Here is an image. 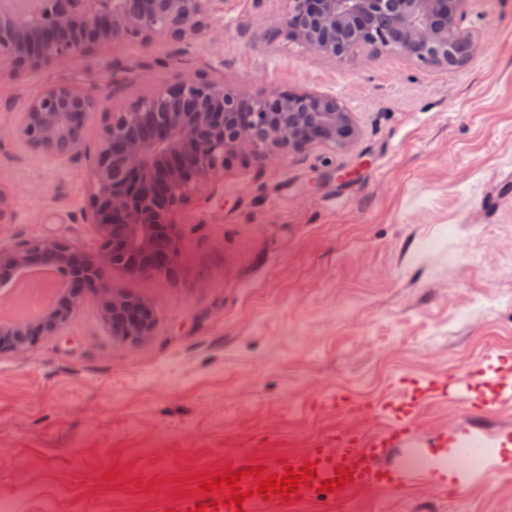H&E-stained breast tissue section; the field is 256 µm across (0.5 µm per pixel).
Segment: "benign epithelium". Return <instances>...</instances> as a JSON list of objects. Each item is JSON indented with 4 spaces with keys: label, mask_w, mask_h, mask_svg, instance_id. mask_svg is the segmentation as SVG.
<instances>
[{
    "label": "benign epithelium",
    "mask_w": 512,
    "mask_h": 512,
    "mask_svg": "<svg viewBox=\"0 0 512 512\" xmlns=\"http://www.w3.org/2000/svg\"><path fill=\"white\" fill-rule=\"evenodd\" d=\"M465 0H286L288 40L309 54L341 56L350 48L379 44L408 59L464 66L476 46L460 26ZM224 0H0V67L21 78L54 61L94 46L156 36L179 37L204 28ZM103 99L68 82L46 88L22 113L19 139L55 160L84 147V132ZM99 147L89 170L90 208L99 250L87 254L54 239L0 244V267L17 271L32 264L65 270L77 281L64 284V310L53 308L15 325H0V351L24 353L33 336L59 331L94 294L105 319L116 324L125 310L153 306L117 295L112 270L129 275L170 268L183 258L171 229L179 208L224 167L227 155L245 147L256 156L288 155L313 146L343 149L357 137L352 113L336 97L319 93L270 98L228 90L224 83L184 79L155 90L121 112H103ZM170 242V249L157 242ZM155 320L126 323L119 334L150 335Z\"/></svg>",
    "instance_id": "1"
}]
</instances>
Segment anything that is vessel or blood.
Wrapping results in <instances>:
<instances>
[{
	"mask_svg": "<svg viewBox=\"0 0 512 512\" xmlns=\"http://www.w3.org/2000/svg\"><path fill=\"white\" fill-rule=\"evenodd\" d=\"M408 388L410 393L407 397L383 403L382 409L390 423L379 437L371 441H363L357 430L346 426L303 451L286 454L284 459L257 456L251 459L250 464L267 467L269 473L282 475L287 467L300 469L305 463H313L315 476L310 487L300 488L291 495L290 500L295 505L311 503L322 482L335 478L336 469L340 466L352 472L350 482L344 486L345 491L397 490L407 485L409 479L391 471L384 459L395 447L413 442L418 403L435 396H449L467 404L473 415L478 416L512 399V385L492 376L491 368L486 364L457 375L449 383L413 381ZM254 481V476L248 475L241 482L242 490L250 494L241 512H272L276 505L282 504V496L274 494L264 498L255 494ZM222 498L219 491L207 496L199 491L183 494L172 489L156 499L153 512H197L198 505L208 501L214 502L218 512H232L231 508L225 507Z\"/></svg>",
	"mask_w": 512,
	"mask_h": 512,
	"instance_id": "b4317fda",
	"label": "vessel or blood"
}]
</instances>
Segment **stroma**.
<instances>
[{"mask_svg": "<svg viewBox=\"0 0 512 512\" xmlns=\"http://www.w3.org/2000/svg\"><path fill=\"white\" fill-rule=\"evenodd\" d=\"M285 0H224V22L181 38L94 48L0 74V243L59 239L95 253L89 170L17 144L19 112L67 81L121 111L186 74L255 96L340 98L358 135L331 152L240 151L180 210L183 259L112 273L156 307L149 336L114 335L86 295L61 331L0 353V500L11 512H149L154 495L227 460L298 451L402 379L448 378L489 349L512 357V0H468L478 53L452 70L368 46L304 55ZM428 470L402 491L321 494L309 512H512V472L454 458L467 406L418 407Z\"/></svg>", "mask_w": 512, "mask_h": 512, "instance_id": "1", "label": "stroma"}]
</instances>
